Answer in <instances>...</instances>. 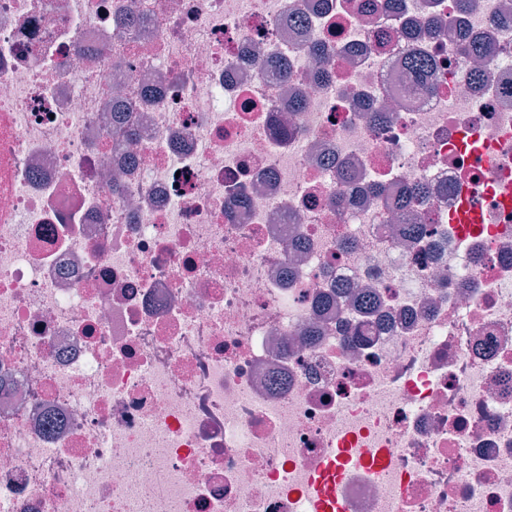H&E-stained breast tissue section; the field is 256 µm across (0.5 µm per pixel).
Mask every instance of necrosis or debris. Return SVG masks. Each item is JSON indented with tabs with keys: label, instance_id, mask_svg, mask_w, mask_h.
Segmentation results:
<instances>
[{
	"label": "necrosis or debris",
	"instance_id": "necrosis-or-debris-1",
	"mask_svg": "<svg viewBox=\"0 0 512 512\" xmlns=\"http://www.w3.org/2000/svg\"><path fill=\"white\" fill-rule=\"evenodd\" d=\"M336 456L512 512V0H0V512H314Z\"/></svg>",
	"mask_w": 512,
	"mask_h": 512
}]
</instances>
